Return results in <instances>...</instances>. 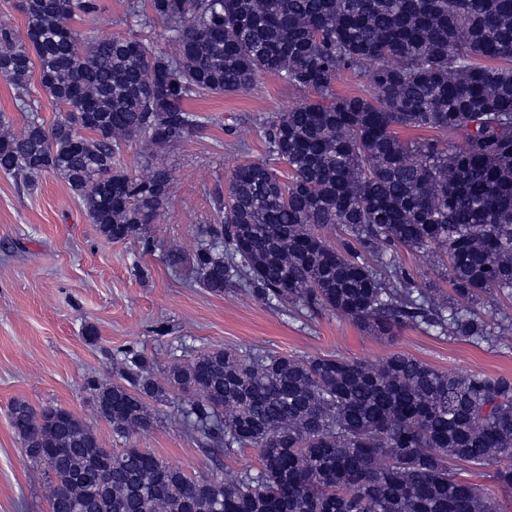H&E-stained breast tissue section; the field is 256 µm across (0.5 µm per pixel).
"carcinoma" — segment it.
I'll list each match as a JSON object with an SVG mask.
<instances>
[{
	"mask_svg": "<svg viewBox=\"0 0 512 512\" xmlns=\"http://www.w3.org/2000/svg\"><path fill=\"white\" fill-rule=\"evenodd\" d=\"M171 35L156 54L129 35L90 41L73 19L98 0H21L25 38L0 20V77L29 96L33 72L60 108L19 130L0 114V171L52 173L108 241L143 250L172 173L155 147L199 127L194 95L244 94L262 74L311 96L263 127L267 161L237 165L217 219L189 256L201 287L310 316L336 315L383 341L423 324L485 338L475 305L512 298V0H149ZM344 73L369 95H339ZM142 149L146 173L120 162ZM433 255L450 291L403 266ZM133 345L118 381L85 390L112 432L152 424L166 391ZM183 426L212 458L191 476L139 448L100 446L62 406L10 404L50 512H496L456 467L493 468L512 491V379L442 373L402 351L371 366L335 355L200 351L169 370ZM258 452L221 477V456Z\"/></svg>",
	"mask_w": 512,
	"mask_h": 512,
	"instance_id": "cac0c4a2",
	"label": "carcinoma"
}]
</instances>
